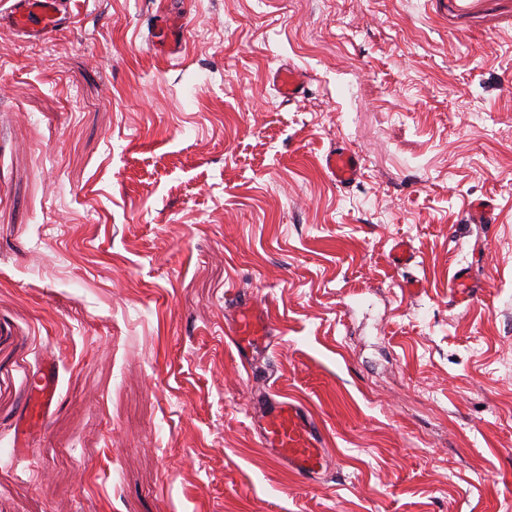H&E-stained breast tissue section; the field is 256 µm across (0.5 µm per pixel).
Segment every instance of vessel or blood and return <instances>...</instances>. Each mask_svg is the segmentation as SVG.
Instances as JSON below:
<instances>
[{"instance_id": "obj_1", "label": "vessel or blood", "mask_w": 512, "mask_h": 512, "mask_svg": "<svg viewBox=\"0 0 512 512\" xmlns=\"http://www.w3.org/2000/svg\"><path fill=\"white\" fill-rule=\"evenodd\" d=\"M11 25L28 36L40 38L69 23L65 0H16L8 17ZM276 87L288 101L305 93L308 78L295 69H281L275 74ZM325 164L337 184H354L360 176L356 157L343 146L331 149ZM234 307V320L227 334L244 368L255 361L274 343L275 326L257 300L234 293L228 295ZM54 361L43 364L32 387L25 422L42 421L54 401L57 384ZM253 427L263 448L285 464L299 480L314 482L327 470L330 458L325 448V434L319 421L303 406L263 390L253 409Z\"/></svg>"}]
</instances>
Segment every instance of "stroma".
<instances>
[{
    "label": "stroma",
    "instance_id": "35a3bbf8",
    "mask_svg": "<svg viewBox=\"0 0 512 512\" xmlns=\"http://www.w3.org/2000/svg\"><path fill=\"white\" fill-rule=\"evenodd\" d=\"M468 3L69 0L42 39L0 25V512H512V0ZM228 290L277 328L250 372ZM47 358L58 400L21 430ZM267 387L323 426L319 482L261 446ZM276 87L286 101H294L305 93L308 78L295 69H281L275 74ZM325 164L332 178L341 186L354 184L360 176V170L356 157L342 145H336L326 157Z\"/></svg>",
    "mask_w": 512,
    "mask_h": 512
}]
</instances>
